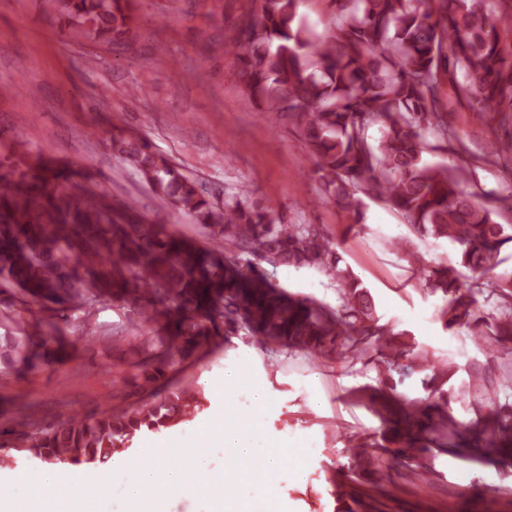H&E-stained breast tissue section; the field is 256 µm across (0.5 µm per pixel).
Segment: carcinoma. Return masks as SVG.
<instances>
[{"label": "carcinoma", "mask_w": 512, "mask_h": 512, "mask_svg": "<svg viewBox=\"0 0 512 512\" xmlns=\"http://www.w3.org/2000/svg\"><path fill=\"white\" fill-rule=\"evenodd\" d=\"M489 0H336L331 33L319 36L298 18V0H252L225 37L226 52L240 64L249 95L268 112H283L306 143L313 175L324 198L362 223L364 198L385 201L422 237L446 240L459 263L476 273L460 280L453 265H433L400 241L423 286L441 293L439 320L446 329L476 327L477 345L512 337V273L491 276L502 249L512 246V224L494 216L512 211V191L478 199L461 189L465 164L431 162L428 155L465 150L448 129L440 106L443 85L481 114L512 126V47L502 32L512 13L491 19ZM46 7L90 39L123 46L135 29V0H44ZM377 129L374 140L371 130ZM431 129L436 141L422 131ZM105 146L127 164L163 204L172 205L224 241L225 250L203 246L145 224L133 216L132 200L112 203L105 192L94 201L73 173L38 155L35 161L0 169V282L15 288L19 304L0 317L18 323L0 336V364L36 368L37 350L64 343L36 318L42 311L92 309L104 299L135 312L142 329L133 348L143 382L153 384L220 333L243 336L276 354L295 348L322 356L326 340L340 336L338 356L369 357L383 374L370 395L385 422L406 441L386 448L361 440L394 459L424 468L415 449L431 442L455 456L477 442L482 458L508 456L512 405L494 418L461 424L446 389L448 372L430 365L426 398L396 392L394 369L414 362L380 324L372 295L348 267L340 266L334 242L314 224H284L249 191L215 205L199 182L152 150L145 141L107 138ZM314 269L336 280L341 304L294 298L271 282L260 262ZM496 312L479 316L484 293ZM204 395L181 385L131 410H105L96 417L70 416L37 430L18 420L13 428L19 455L44 465L105 462L132 449L134 438L170 429L204 408Z\"/></svg>", "instance_id": "cac0c4a2"}]
</instances>
